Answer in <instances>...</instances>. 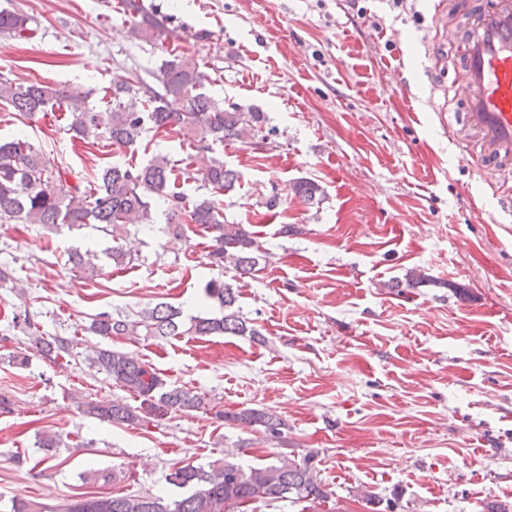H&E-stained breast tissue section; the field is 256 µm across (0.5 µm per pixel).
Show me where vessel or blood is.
<instances>
[{
    "label": "vessel or blood",
    "instance_id": "b4317fda",
    "mask_svg": "<svg viewBox=\"0 0 512 512\" xmlns=\"http://www.w3.org/2000/svg\"><path fill=\"white\" fill-rule=\"evenodd\" d=\"M466 121L486 149L474 158L477 174L512 156V0H494L475 17L465 54Z\"/></svg>",
    "mask_w": 512,
    "mask_h": 512
}]
</instances>
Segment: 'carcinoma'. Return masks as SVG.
<instances>
[{
	"mask_svg": "<svg viewBox=\"0 0 512 512\" xmlns=\"http://www.w3.org/2000/svg\"><path fill=\"white\" fill-rule=\"evenodd\" d=\"M120 8L135 19L139 34L150 37L163 28L154 13L138 0H119ZM34 18L22 10H0V35L27 39L33 32ZM161 87L155 89L141 78L112 82L105 107L89 105L91 91L79 87H57L38 80L19 81L0 74V102L15 115L28 119L41 112L63 108L70 114L68 130L88 144L105 141L112 146L137 151L148 132L179 131L198 152L212 154L201 194L190 198L176 190L174 166L167 156L156 154L139 165L109 164L100 169V184L88 190L70 183L66 168L54 165L33 144L16 138L0 141V224H65L72 228L99 224L101 231L117 240L131 226L154 223V198L167 201L166 231L175 237L185 235L183 215L188 223L205 228L211 235L206 257L219 270L230 266L241 277H254L261 270L265 255L253 232L244 224L224 223V210L214 194L231 191L238 173L224 164V142H244L258 133L261 113L238 105L224 107V101L205 91V75L198 63L175 50L162 60ZM291 193L307 201L322 194L312 180H297ZM97 254L75 250L67 262L83 278L102 275ZM206 296L224 310L221 315L182 319L180 309L159 302L136 317L99 312L91 317L87 330L94 336H256L230 308L237 300L236 288L214 279L205 288ZM13 323L30 335L43 356L56 359L71 355L72 341L39 334L29 310L13 314ZM89 368L106 374L112 381L173 413L211 412L218 420L257 427L265 437L280 439L288 424L277 415L259 408L224 411L194 391L169 384L149 364L125 351L91 346L87 349ZM78 409L91 418L119 424L138 425L136 407L114 401L83 400ZM240 449L224 450V457L207 465L186 464L168 474L170 484L188 490L180 498L168 499L148 492L112 495H78L63 504H49L27 496L10 499L9 512H245L256 502L268 506L281 501L321 503L332 491L318 477L308 458L298 462L276 456V462L245 467L237 462Z\"/></svg>",
	"mask_w": 512,
	"mask_h": 512,
	"instance_id": "carcinoma-1",
	"label": "carcinoma"
}]
</instances>
